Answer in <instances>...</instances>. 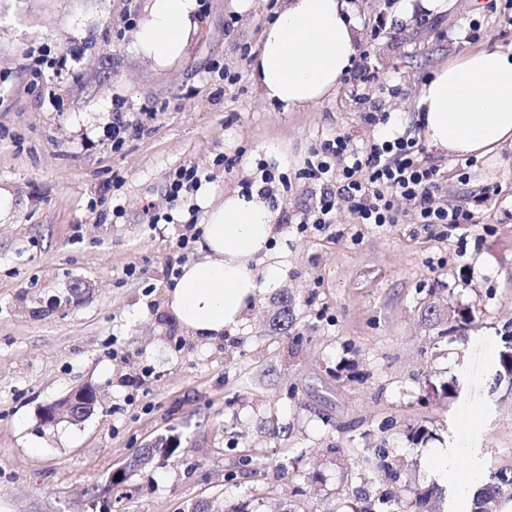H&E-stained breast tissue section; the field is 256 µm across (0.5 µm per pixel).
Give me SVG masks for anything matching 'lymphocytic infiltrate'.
<instances>
[{
	"label": "lymphocytic infiltrate",
	"mask_w": 512,
	"mask_h": 512,
	"mask_svg": "<svg viewBox=\"0 0 512 512\" xmlns=\"http://www.w3.org/2000/svg\"><path fill=\"white\" fill-rule=\"evenodd\" d=\"M423 152L407 132L381 135L363 149L341 135L321 141L302 171L320 194L297 218L298 231L328 228L339 200L349 204L359 224L397 223L398 200L410 206L418 223L439 226L446 234L474 223V209L439 202L445 173L440 164L424 160Z\"/></svg>",
	"instance_id": "f902f5d3"
}]
</instances>
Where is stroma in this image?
<instances>
[{"instance_id": "1", "label": "stroma", "mask_w": 512, "mask_h": 512, "mask_svg": "<svg viewBox=\"0 0 512 512\" xmlns=\"http://www.w3.org/2000/svg\"><path fill=\"white\" fill-rule=\"evenodd\" d=\"M352 2L374 80L346 74L333 95L285 112L248 68L283 0H205L183 56L164 68L134 45L145 0H0V188L14 197L0 222V512H99L107 494L117 512H355L357 489L393 490L356 463L379 446L401 471L403 512H469L471 494L432 477V449L460 442L483 471L512 467V384L495 380L512 338V148L425 149L444 167L442 201L482 203L460 237L417 224L404 203L399 223L380 227L354 223L342 201L325 231L288 222L315 198L297 176L315 144H368L381 131L371 110L396 130L415 125L414 101L441 65L470 49L512 51V0H455L406 22L399 0ZM44 44L56 65L39 77ZM215 62L236 85L211 73ZM121 101L157 115L116 150L108 128ZM275 149L293 182L270 247L288 265L236 334L199 345L165 308L196 203L170 208L169 174L196 164L220 196L259 180ZM219 155L236 157L232 171ZM154 210L174 223L151 224ZM454 309L468 313L456 329ZM83 384L100 391L93 413L43 425V406ZM411 426L428 440L409 442ZM166 439L171 456L110 486L113 470Z\"/></svg>"}]
</instances>
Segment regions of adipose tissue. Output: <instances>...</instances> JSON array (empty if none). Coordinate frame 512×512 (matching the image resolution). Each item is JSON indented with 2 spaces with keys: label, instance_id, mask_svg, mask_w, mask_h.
<instances>
[{
  "label": "adipose tissue",
  "instance_id": "obj_1",
  "mask_svg": "<svg viewBox=\"0 0 512 512\" xmlns=\"http://www.w3.org/2000/svg\"><path fill=\"white\" fill-rule=\"evenodd\" d=\"M197 8L196 0H147L135 34L140 52L161 66L178 58L198 27ZM353 11L350 0H284L249 65L266 100L289 112L336 91L355 55ZM416 108L427 142L440 150L482 157L512 145V54H461L424 83ZM198 203L199 258L182 267L166 298L182 328L209 344L239 329L284 261L268 246L277 212L259 190L218 199L204 188Z\"/></svg>",
  "mask_w": 512,
  "mask_h": 512
}]
</instances>
